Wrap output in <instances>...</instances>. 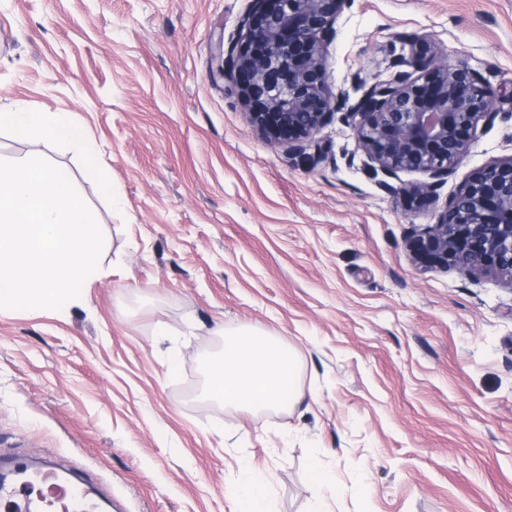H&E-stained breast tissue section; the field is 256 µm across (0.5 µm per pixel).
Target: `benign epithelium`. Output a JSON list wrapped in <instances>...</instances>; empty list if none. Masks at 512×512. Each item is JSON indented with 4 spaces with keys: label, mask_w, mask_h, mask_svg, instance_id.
Instances as JSON below:
<instances>
[{
    "label": "benign epithelium",
    "mask_w": 512,
    "mask_h": 512,
    "mask_svg": "<svg viewBox=\"0 0 512 512\" xmlns=\"http://www.w3.org/2000/svg\"><path fill=\"white\" fill-rule=\"evenodd\" d=\"M252 3L237 39L218 43L214 53L216 73L231 83L250 123L270 141L304 153L346 109L366 164L384 176L379 187L412 208L437 197L478 137L479 123L495 118V103L512 102V88L483 82L468 61L448 62L423 38L397 57L400 71L350 105L348 92L332 91L327 70L345 0ZM400 172L426 180L389 183ZM405 248L420 269L493 276L512 287V155L471 171L436 222L413 229Z\"/></svg>",
    "instance_id": "benign-epithelium-1"
}]
</instances>
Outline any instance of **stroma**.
Here are the masks:
<instances>
[{"label":"stroma","instance_id":"1","mask_svg":"<svg viewBox=\"0 0 512 512\" xmlns=\"http://www.w3.org/2000/svg\"><path fill=\"white\" fill-rule=\"evenodd\" d=\"M251 0H0V105L62 113L95 155L0 131V159L68 171L104 235L81 304L0 312V456H49L135 512H234L241 467L272 512H512V289L410 260L462 179L512 155V104L419 209L383 191L343 113L312 167L269 143L214 75ZM333 87L395 73L427 37L512 86V0H346ZM95 172H88V165ZM112 183L103 197L99 178ZM294 349L308 397L224 408L218 326ZM310 474L317 484V486L323 489L330 496L339 494V485L336 482V477L330 472L324 470L317 458H312L310 462Z\"/></svg>","mask_w":512,"mask_h":512}]
</instances>
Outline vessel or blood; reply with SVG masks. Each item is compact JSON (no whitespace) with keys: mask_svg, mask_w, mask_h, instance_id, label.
<instances>
[{"mask_svg":"<svg viewBox=\"0 0 512 512\" xmlns=\"http://www.w3.org/2000/svg\"><path fill=\"white\" fill-rule=\"evenodd\" d=\"M42 491L23 493L0 482V512H102L96 482L85 473L61 471L50 464L39 470Z\"/></svg>","mask_w":512,"mask_h":512,"instance_id":"b4317fda","label":"vessel or blood"}]
</instances>
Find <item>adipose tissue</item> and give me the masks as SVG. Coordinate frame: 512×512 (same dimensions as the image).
Segmentation results:
<instances>
[{"mask_svg": "<svg viewBox=\"0 0 512 512\" xmlns=\"http://www.w3.org/2000/svg\"><path fill=\"white\" fill-rule=\"evenodd\" d=\"M0 129L22 139L70 145L88 139L83 126L46 110L0 109ZM206 376L208 396L235 410H270L305 396L296 352L253 328L225 330L224 347L209 360ZM231 496L236 512H266V484L250 468L241 469Z\"/></svg>", "mask_w": 512, "mask_h": 512, "instance_id": "ef3b65f1", "label": "adipose tissue"}]
</instances>
